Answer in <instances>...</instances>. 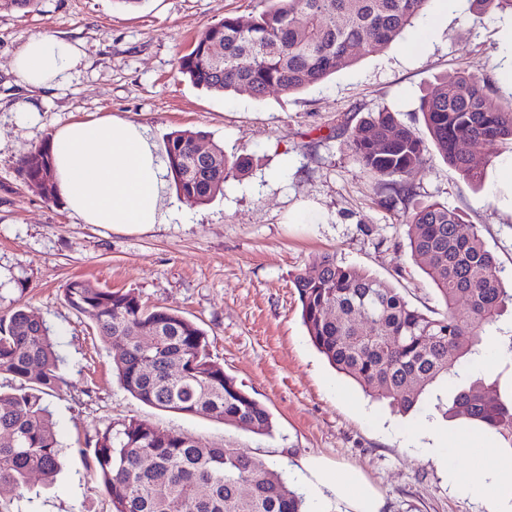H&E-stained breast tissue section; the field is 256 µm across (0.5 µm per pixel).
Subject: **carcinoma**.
Wrapping results in <instances>:
<instances>
[{"label":"carcinoma","instance_id":"obj_1","mask_svg":"<svg viewBox=\"0 0 512 512\" xmlns=\"http://www.w3.org/2000/svg\"><path fill=\"white\" fill-rule=\"evenodd\" d=\"M249 16L228 14L207 26L177 70L208 91L259 97L270 89L297 93L347 68L362 54L398 40L429 0H265ZM481 18L512 10V0H470ZM224 48L215 60V46ZM429 141L395 113L371 112L349 137V148L385 191L382 203H407V176L426 162L429 148L463 179L479 185L499 147L512 146V104L494 97L478 71L444 77L418 107ZM205 135L169 134L168 169L180 195L197 204L224 193V183L247 161L229 158L212 143L196 158ZM481 152L471 150L474 145ZM27 182L47 200L55 195L52 149L44 145L20 162ZM411 255L441 294L445 309L425 313L388 281L324 255L315 274L294 278L301 319L316 349L337 372L377 400L406 414L433 401L443 416L465 415L500 434L512 451V399L498 380L465 369L482 353L487 331L512 307L493 254L465 216L434 202L403 208ZM64 298L94 325L108 346L120 347L115 372L122 388L153 408L206 415L256 434H269L268 409L224 372L209 353L205 332L173 308L149 306L133 291H113L84 280L66 284ZM465 302V311L458 303ZM151 340L145 341L143 337ZM0 374L18 386L0 392V512L37 474L45 483L59 469V441L45 396L61 382L50 329L18 307L0 315ZM459 380L452 404L439 390ZM96 474L110 498V512H303V497L264 461L233 447L165 430L138 419L96 432ZM246 483L249 492H239Z\"/></svg>","mask_w":512,"mask_h":512}]
</instances>
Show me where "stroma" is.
<instances>
[{"mask_svg":"<svg viewBox=\"0 0 512 512\" xmlns=\"http://www.w3.org/2000/svg\"><path fill=\"white\" fill-rule=\"evenodd\" d=\"M264 7L263 0H39L30 10L0 8V314L24 305L42 318L63 377L49 398L62 468L51 486L37 483L11 499L10 512H110L79 451L96 430L130 418L245 449L299 491L304 461L320 457L360 469L383 494V512H487L478 497L449 487L426 452L428 431L480 436L483 428L462 416L431 417L426 408L393 412L337 373L307 336L292 281L330 254L387 280L421 310H443L411 257L401 211L380 204L347 140L370 112L413 123L422 95L472 65H483L501 101L512 100V86L497 81L512 59L502 40L512 14L479 19L468 0L450 9L431 0L423 21L395 43L296 94L216 95L178 73V57L204 27ZM37 33L74 42L82 53L59 88L29 89L10 70ZM89 115L138 121L160 147L172 131H199L249 168L206 204L168 188L175 213L167 223L84 224L32 189L19 164L57 126ZM409 180L414 205L439 202L466 213L503 277L512 276V207L503 203L495 167L478 188L433 153ZM305 209L307 223L299 220ZM76 279L135 291L148 305L197 322L225 373L271 413V434L158 410L124 391L113 350L64 299ZM485 352L501 396H512V316L498 322Z\"/></svg>","mask_w":512,"mask_h":512,"instance_id":"35a3bbf8","label":"stroma"}]
</instances>
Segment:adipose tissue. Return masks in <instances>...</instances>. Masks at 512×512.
Returning a JSON list of instances; mask_svg holds the SVG:
<instances>
[{
  "instance_id": "obj_1",
  "label": "adipose tissue",
  "mask_w": 512,
  "mask_h": 512,
  "mask_svg": "<svg viewBox=\"0 0 512 512\" xmlns=\"http://www.w3.org/2000/svg\"><path fill=\"white\" fill-rule=\"evenodd\" d=\"M80 60L76 46L39 33L22 46L11 71L28 87L49 89ZM51 148L57 195L82 223H166L167 167L142 124L113 115L74 120L53 131ZM457 452L473 454L476 462L465 475L449 468V485L485 497L490 512H512V465L468 437H439L429 455L447 466L449 455ZM303 467L302 480L313 506H320L325 489L336 485L346 490L347 512H382L381 492L361 471L332 472L317 458L307 459Z\"/></svg>"
}]
</instances>
